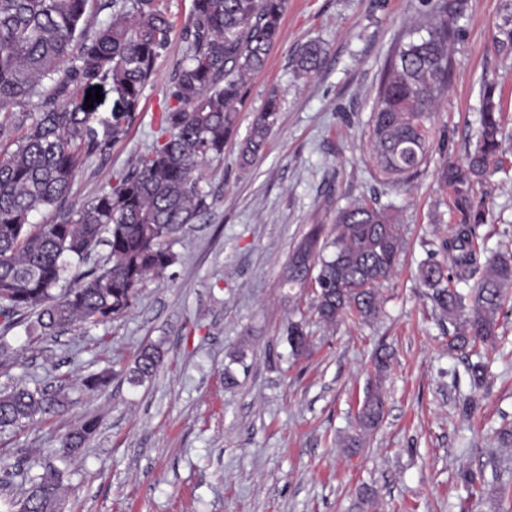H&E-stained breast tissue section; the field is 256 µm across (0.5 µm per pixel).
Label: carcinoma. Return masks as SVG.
<instances>
[{
	"mask_svg": "<svg viewBox=\"0 0 512 512\" xmlns=\"http://www.w3.org/2000/svg\"><path fill=\"white\" fill-rule=\"evenodd\" d=\"M434 22L426 34L414 29L387 58L377 87L370 127L375 166L393 187L410 182L427 161L432 118L449 88L450 44L458 35L467 0H430ZM105 8L107 21L89 33V21ZM286 0H193L182 29L185 56L168 85L157 117V137L132 170L88 201L67 204L76 172L110 153L137 118L158 58L172 42L174 24L159 0H0V317L36 314L34 329L52 336L77 323H110L134 307L149 278L163 279L175 262L171 243L209 208L199 188L202 165L224 155L248 75L263 69L280 39ZM498 54L512 56V0H501L494 25ZM324 48L300 44L295 66L303 76L317 72ZM108 83L122 109L103 117L84 96ZM496 86L482 91L476 149L465 161L445 163L439 179L450 190L455 224L419 267L441 315L457 325L449 347L474 350L493 344L505 289L512 286V253L486 252L478 229L487 223L486 203L476 185L497 170L503 112ZM279 112L277 96L256 114L242 150L257 156ZM56 218L35 224L37 214ZM108 247L105 266L87 260ZM401 248L400 225L376 201L359 200L336 211L328 233L317 224L290 251L284 280L303 288L309 276L319 288L315 311L324 323L343 316L362 322L381 311L379 287L394 274ZM476 280L464 294L456 283ZM64 280L69 287L56 288ZM293 352L309 347L303 321H290ZM163 363L156 345L143 348L135 378L152 377ZM471 386L482 388L487 365L467 363ZM61 389L41 385L0 392V429L60 414ZM379 392L359 414L372 428L383 415ZM97 421L87 419L61 436L67 458L92 439ZM67 472L54 465L33 479L17 512H56L67 488Z\"/></svg>",
	"mask_w": 512,
	"mask_h": 512,
	"instance_id": "obj_1",
	"label": "carcinoma"
}]
</instances>
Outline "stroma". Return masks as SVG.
I'll return each mask as SVG.
<instances>
[{
    "label": "stroma",
    "instance_id": "stroma-1",
    "mask_svg": "<svg viewBox=\"0 0 512 512\" xmlns=\"http://www.w3.org/2000/svg\"><path fill=\"white\" fill-rule=\"evenodd\" d=\"M500 0H468L451 45L453 76L436 104L431 151L419 174L395 189L379 176L369 128L380 73L395 41L427 25L426 0H287L282 35L264 69L245 84L246 104L224 145L205 163L200 189L209 209L172 244L166 279L146 280L133 311L108 324H78L34 336V318L0 325V392L64 380L71 400L59 415L0 430V460L55 462L57 441L96 419V434L68 465L62 512H355L361 485L377 491L372 512H512V469L496 494L465 490L464 469L492 452L512 458L491 435L512 422V296L499 319L488 383L472 390L462 353L448 349L455 327L440 320L418 274L453 223L438 178L447 161L476 146L481 86L502 96L503 168L477 192L488 208L478 233L486 248L512 246V58L492 43ZM315 40L319 71L299 76L294 53ZM173 39L157 61L127 136L79 168L75 202L127 172L153 143L165 90L183 59ZM277 96L278 121L263 152L243 164L253 118ZM390 207L401 226L394 275L379 289L381 312L361 323L318 320L314 285L291 288L282 269L310 225L331 226L358 199ZM303 321L310 347L294 354L289 321ZM165 352L158 372L134 382L144 346ZM392 354L385 375L373 358ZM236 385H227L225 371ZM106 373V387L85 378ZM380 391L383 417L361 429L367 396ZM475 409H466L465 397ZM362 441L349 453V437Z\"/></svg>",
    "mask_w": 512,
    "mask_h": 512
}]
</instances>
